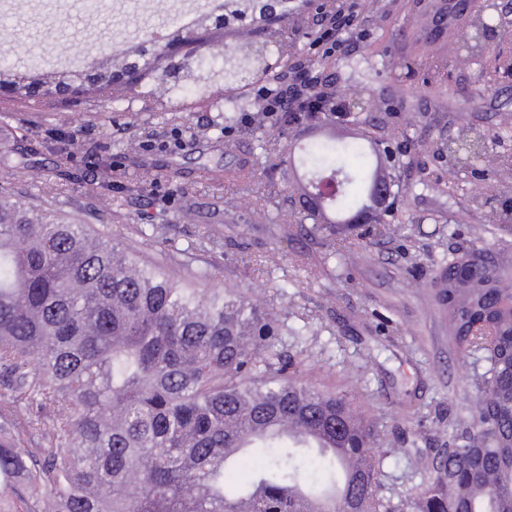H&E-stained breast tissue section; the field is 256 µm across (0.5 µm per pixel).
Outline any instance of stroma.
I'll use <instances>...</instances> for the list:
<instances>
[{
    "instance_id": "35a3bbf8",
    "label": "stroma",
    "mask_w": 512,
    "mask_h": 512,
    "mask_svg": "<svg viewBox=\"0 0 512 512\" xmlns=\"http://www.w3.org/2000/svg\"><path fill=\"white\" fill-rule=\"evenodd\" d=\"M205 0H0V26L15 44L5 67L17 76L54 82L82 74L114 47L142 38L160 24L199 13ZM428 0H347L352 21L326 35L310 10L293 23L300 45L288 61L227 102L217 92L190 94L188 106L161 121L139 98L113 121L107 101L44 99L37 109H15L0 94V125L11 147L23 148L19 165H0V184H10L23 203L51 201L68 219L93 225L114 241L139 242V229L166 228V242L143 250L145 258L194 247L221 270L217 286L238 288L275 308L288 326L306 327L302 345L310 361L308 383L347 388L360 399L385 447L395 493L418 484L455 437L471 432L478 396L470 384L476 366L448 341V323L431 285L444 258L488 247L512 272V235L491 223L512 203V178L482 179L435 152L437 143L469 127L494 135L495 153L512 155V78L475 89L481 66L461 54L456 18L448 29V65L434 70L416 41ZM408 60L411 77L397 81L391 63ZM329 79L344 97L359 96L371 113L400 116L394 132L405 153L401 170L414 190L398 210L400 236L362 248L343 238L332 244L308 236L299 223L296 183L302 171L280 175L258 170L253 185L210 181L211 172L252 160L254 125L244 123L264 97L274 96L294 63ZM478 90L473 103L463 93ZM220 112L236 114L224 131L210 127ZM72 133V159L61 160L50 130ZM117 157L121 171L106 177L103 164ZM427 176L429 188L418 187ZM335 250V275L323 272Z\"/></svg>"
}]
</instances>
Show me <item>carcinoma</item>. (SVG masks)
I'll return each mask as SVG.
<instances>
[{"instance_id":"cac0c4a2","label":"carcinoma","mask_w":512,"mask_h":512,"mask_svg":"<svg viewBox=\"0 0 512 512\" xmlns=\"http://www.w3.org/2000/svg\"><path fill=\"white\" fill-rule=\"evenodd\" d=\"M224 0V12L205 11L186 28L165 29L180 63L149 41L112 52V64L58 81L76 99L121 104L115 77L131 87L162 89L166 112L182 110L190 92L206 93L216 78L224 91L269 74L268 58L250 44L220 56L224 35L248 29L274 43L283 27L312 7L310 0ZM472 14L466 42L471 56L486 52L481 20ZM219 69H213L215 62ZM326 105L284 112L285 131L306 119L329 126ZM392 119L352 116L358 142L331 139L295 152L272 151L264 122L255 128L254 163L224 167L217 179L247 184L255 166L297 163L312 168L299 188L302 221L314 238L344 234L357 247V224L343 220L363 209L377 183L390 205L370 221L379 235L397 231L398 203L415 186L401 181L404 155L384 145ZM489 135L464 128L437 146L453 152L471 144L488 155ZM332 180L338 192L323 205L308 190ZM485 248L441 266L434 299L448 319V336L486 363L471 386L479 405L471 415L478 434L444 459L398 500L383 495L388 451L375 447L370 422L351 392L304 381L303 352L288 355V331L279 315L245 293L202 284L211 266L187 277L170 258L146 260L118 247L88 224H67L50 207L29 210L0 189V512H512V274L503 261L483 259ZM29 441L23 446L16 418ZM282 423L288 431L278 429ZM255 458L245 484L232 488L228 470ZM361 467L345 474L343 461ZM343 474L322 486L308 472Z\"/></svg>"}]
</instances>
